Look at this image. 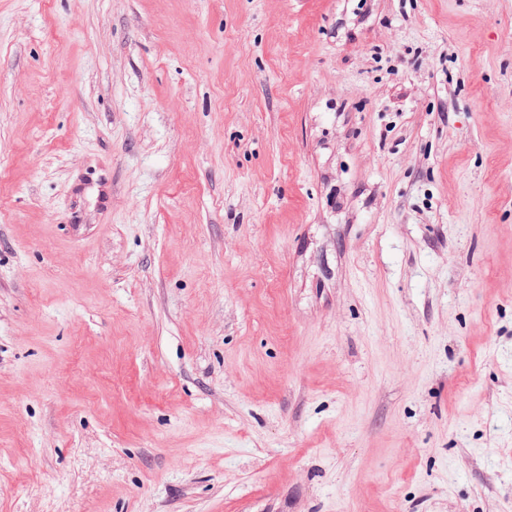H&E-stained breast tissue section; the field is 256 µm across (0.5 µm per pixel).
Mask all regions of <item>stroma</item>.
Wrapping results in <instances>:
<instances>
[{
  "mask_svg": "<svg viewBox=\"0 0 512 512\" xmlns=\"http://www.w3.org/2000/svg\"><path fill=\"white\" fill-rule=\"evenodd\" d=\"M0 512H512V0H0Z\"/></svg>",
  "mask_w": 512,
  "mask_h": 512,
  "instance_id": "obj_1",
  "label": "stroma"
}]
</instances>
